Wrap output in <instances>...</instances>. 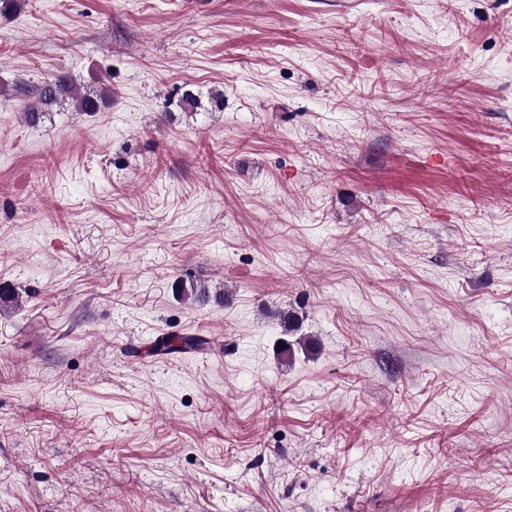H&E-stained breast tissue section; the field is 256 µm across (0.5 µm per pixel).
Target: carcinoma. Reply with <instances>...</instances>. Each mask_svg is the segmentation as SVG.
I'll use <instances>...</instances> for the list:
<instances>
[{
	"mask_svg": "<svg viewBox=\"0 0 512 512\" xmlns=\"http://www.w3.org/2000/svg\"><path fill=\"white\" fill-rule=\"evenodd\" d=\"M111 98V91L106 88L81 90L66 74L57 76L53 82L37 87L31 92V100L24 111L27 122L36 124L45 115V110L53 107L67 106L79 115L98 112ZM176 287L189 299L199 303L211 300L224 303L225 293L210 295L206 286L179 280ZM208 340L202 336H161L154 340L151 352L157 356L175 353L201 352L206 349Z\"/></svg>",
	"mask_w": 512,
	"mask_h": 512,
	"instance_id": "1",
	"label": "carcinoma"
}]
</instances>
